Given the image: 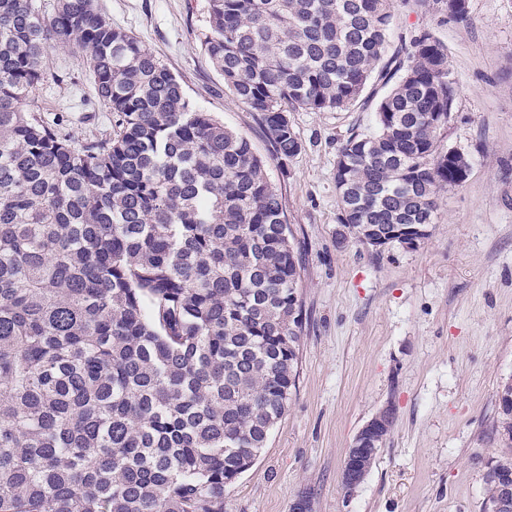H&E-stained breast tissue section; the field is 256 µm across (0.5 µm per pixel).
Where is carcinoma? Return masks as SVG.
<instances>
[{"label": "carcinoma", "instance_id": "obj_1", "mask_svg": "<svg viewBox=\"0 0 512 512\" xmlns=\"http://www.w3.org/2000/svg\"><path fill=\"white\" fill-rule=\"evenodd\" d=\"M396 0H208L201 45L282 164L288 116L372 106L336 153L339 222L433 224L468 156L444 142L447 45L392 44ZM462 21L466 0H433ZM83 53L115 136L36 109ZM251 141L93 0H0V512H224L284 416L305 328L299 249ZM512 447V417L498 416Z\"/></svg>", "mask_w": 512, "mask_h": 512}]
</instances>
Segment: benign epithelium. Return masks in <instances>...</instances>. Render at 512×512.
I'll list each match as a JSON object with an SVG mask.
<instances>
[{"mask_svg":"<svg viewBox=\"0 0 512 512\" xmlns=\"http://www.w3.org/2000/svg\"><path fill=\"white\" fill-rule=\"evenodd\" d=\"M428 230L421 224H395L383 230L376 227L367 230L362 237L366 246L381 250L392 244L414 248L424 241ZM392 425L391 414L383 409L375 413L357 432L347 450L343 470V485L347 492H354L364 481L384 440V434ZM488 473L504 484V494L488 505V512H512V465L502 462L492 464Z\"/></svg>","mask_w":512,"mask_h":512,"instance_id":"1","label":"benign epithelium"}]
</instances>
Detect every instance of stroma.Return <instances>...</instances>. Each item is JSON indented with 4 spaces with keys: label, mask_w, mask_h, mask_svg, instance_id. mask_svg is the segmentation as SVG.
<instances>
[{
    "label": "stroma",
    "mask_w": 512,
    "mask_h": 512,
    "mask_svg": "<svg viewBox=\"0 0 512 512\" xmlns=\"http://www.w3.org/2000/svg\"><path fill=\"white\" fill-rule=\"evenodd\" d=\"M113 27L166 65L201 111L267 155L253 113L225 89L201 47L208 0H94ZM458 22L432 5H396L398 30L429 29L448 46L456 104L446 142L471 169L439 200L419 246L336 244V150L372 112L291 113L302 152L270 162L302 256L305 331L288 409L255 464L224 491V512H483L488 466L512 459L494 440L497 395L512 380V0H467ZM38 105L82 142L108 136L78 52L47 58ZM392 427L354 495L344 459L383 408Z\"/></svg>",
    "instance_id": "1"
}]
</instances>
